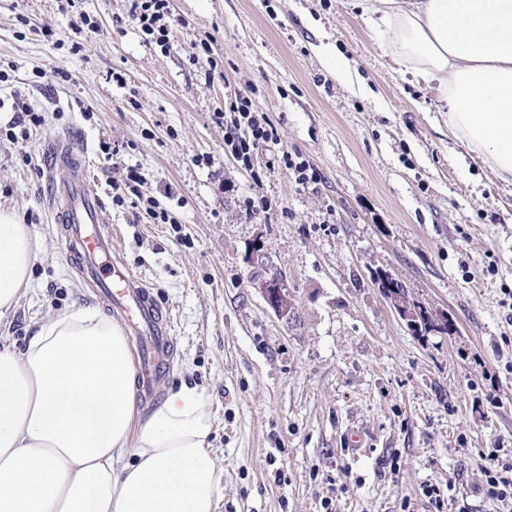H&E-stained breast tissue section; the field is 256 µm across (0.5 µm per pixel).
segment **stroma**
<instances>
[{
	"mask_svg": "<svg viewBox=\"0 0 512 512\" xmlns=\"http://www.w3.org/2000/svg\"><path fill=\"white\" fill-rule=\"evenodd\" d=\"M131 0H0V56L43 117L24 144L0 139V204L37 241L31 286L0 322L23 351L74 307L105 312L68 264L43 193L48 141L86 146L122 258L174 314L161 390L205 389L224 475L216 512H501L483 496L478 450H512V182L473 160L438 122L435 91L393 60L350 0H171L168 51L147 43ZM94 29H86V22ZM210 53L191 61V44ZM335 47L370 89L324 56ZM65 76L37 84L39 70ZM255 88L278 141L252 169L224 149L213 113ZM320 174L302 184L283 154ZM139 166L169 224L116 206ZM270 212L247 215V199ZM388 272L451 332H411L378 288ZM280 274L287 321L257 283ZM360 430L365 445L345 436ZM400 468L391 471V458Z\"/></svg>",
	"mask_w": 512,
	"mask_h": 512,
	"instance_id": "35a3bbf8",
	"label": "stroma"
}]
</instances>
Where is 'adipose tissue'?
<instances>
[{
	"label": "adipose tissue",
	"mask_w": 512,
	"mask_h": 512,
	"mask_svg": "<svg viewBox=\"0 0 512 512\" xmlns=\"http://www.w3.org/2000/svg\"><path fill=\"white\" fill-rule=\"evenodd\" d=\"M395 60L436 88L448 135L512 179V0H355ZM37 243L0 208V318L30 285ZM119 324L79 307L0 350V512H216L211 402L180 384L135 421Z\"/></svg>",
	"instance_id": "adipose-tissue-1"
}]
</instances>
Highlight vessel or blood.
<instances>
[{
  "label": "vessel or blood",
  "mask_w": 512,
  "mask_h": 512,
  "mask_svg": "<svg viewBox=\"0 0 512 512\" xmlns=\"http://www.w3.org/2000/svg\"><path fill=\"white\" fill-rule=\"evenodd\" d=\"M46 163L58 238L79 277L136 339L141 396L153 401L170 364L174 318L158 307L143 280L128 271L119 257L118 236L101 233L106 215L82 148L69 136H55Z\"/></svg>",
  "instance_id": "b4317fda"
}]
</instances>
